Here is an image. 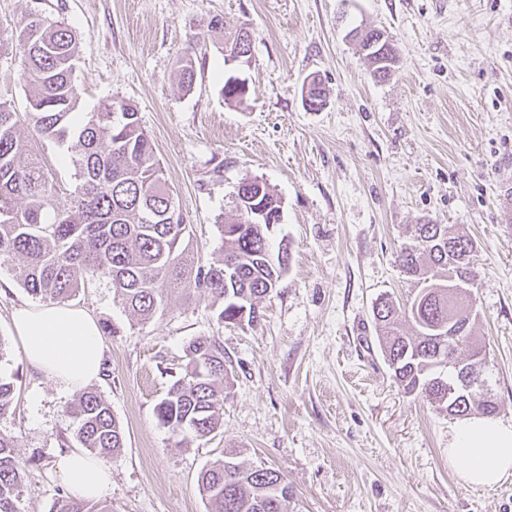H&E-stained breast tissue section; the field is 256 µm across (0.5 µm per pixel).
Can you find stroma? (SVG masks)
Masks as SVG:
<instances>
[{
    "label": "stroma",
    "mask_w": 512,
    "mask_h": 512,
    "mask_svg": "<svg viewBox=\"0 0 512 512\" xmlns=\"http://www.w3.org/2000/svg\"><path fill=\"white\" fill-rule=\"evenodd\" d=\"M28 13L76 33L82 112L111 97L137 106L201 260L220 253L215 219L230 215L241 179H262L282 201L272 234L290 259L257 325L218 322L192 291L146 323L105 280L87 278L71 298L107 328L94 386L125 433L108 460L112 512H208L198 476L228 448L283 475L288 512H512V477L478 488L449 464L457 420L401 391L372 322L378 297L412 292L396 263L410 227L456 226L477 246L473 334L495 418L512 424V0H0V40ZM217 15L254 36L240 102L221 94ZM364 28L398 48L385 81L358 45ZM187 51L188 92L175 73ZM314 76L326 90L317 111L302 96ZM35 303L1 265L0 376L16 392L0 433L39 457L20 512H49L68 494L58 467L77 447L76 391L27 365L12 325ZM200 336L224 346L223 425L181 447L154 408Z\"/></svg>",
    "instance_id": "35a3bbf8"
}]
</instances>
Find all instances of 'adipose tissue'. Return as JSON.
Wrapping results in <instances>:
<instances>
[{"label":"adipose tissue","mask_w":512,"mask_h":512,"mask_svg":"<svg viewBox=\"0 0 512 512\" xmlns=\"http://www.w3.org/2000/svg\"><path fill=\"white\" fill-rule=\"evenodd\" d=\"M12 323L26 362L46 378L71 390L99 378L104 342L96 318L88 311L53 302L23 306L13 312ZM448 460L471 485L491 486L511 477L512 425L482 416L464 420ZM60 477L82 499L97 500L111 491L110 468L80 451L61 461Z\"/></svg>","instance_id":"1"}]
</instances>
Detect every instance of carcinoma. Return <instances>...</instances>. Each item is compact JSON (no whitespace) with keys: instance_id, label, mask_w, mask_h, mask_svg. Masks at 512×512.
Returning a JSON list of instances; mask_svg holds the SVG:
<instances>
[{"instance_id":"carcinoma-1","label":"carcinoma","mask_w":512,"mask_h":512,"mask_svg":"<svg viewBox=\"0 0 512 512\" xmlns=\"http://www.w3.org/2000/svg\"><path fill=\"white\" fill-rule=\"evenodd\" d=\"M209 27L221 35L220 45L239 42L243 53L252 51L253 34L244 27L226 35L219 16ZM384 44L380 56L375 48L365 53L377 81L385 80L397 61L395 46L387 38ZM14 48L28 106L19 113L0 94V264L13 263L28 294L56 303L75 296L86 278L104 279L143 323L163 313L188 285L210 300L219 322L236 323L240 296L248 298L247 324L259 322L258 302L279 287L288 254L272 257L267 225L248 223V213L259 205L279 209L280 198L265 182L251 179L243 194L234 196V217L217 218L221 253L201 261L137 107L110 98L78 119L76 35L62 23L28 13L15 27ZM177 77L183 88L194 84L191 55L178 60ZM310 85L305 105L319 110L325 89L315 79ZM44 142L71 145L73 189L61 187L49 173L38 148ZM475 253L472 239L452 225L431 220L414 225L398 263L423 288L402 309L385 296L372 307L382 355L399 387L454 418L475 411L490 416L498 409L489 395L486 352L471 336L473 306L448 294L449 285L473 277ZM406 318L418 329L414 337L401 329ZM453 319L465 325L463 335L435 331ZM463 348L480 380L464 400L452 394L458 375L434 373L452 364ZM224 386V348L218 337L200 336L186 346L181 374L156 404V416L178 444L203 440L222 425ZM14 391V382L0 377V414L9 410ZM72 413L85 451L104 459L123 448L124 430L98 390L81 391ZM34 461L16 452L14 437L0 433V512H18L23 473ZM198 485L209 512H288V484L281 473L246 464L234 448L201 470ZM50 512H112V507L65 496Z\"/></svg>"}]
</instances>
